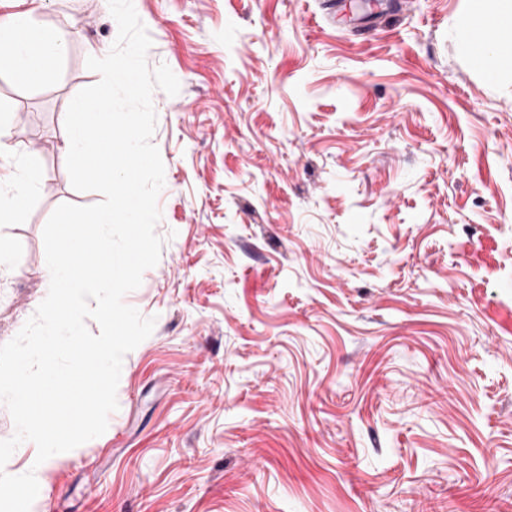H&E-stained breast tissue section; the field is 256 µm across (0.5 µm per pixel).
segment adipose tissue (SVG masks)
<instances>
[{"label": "adipose tissue", "instance_id": "obj_1", "mask_svg": "<svg viewBox=\"0 0 512 512\" xmlns=\"http://www.w3.org/2000/svg\"><path fill=\"white\" fill-rule=\"evenodd\" d=\"M469 25L483 24L489 33L478 67L490 79L512 71V0H470ZM40 49L54 60H62L67 44L52 31L33 20L32 10L19 12L0 22V65L25 78L44 77V70L32 65V49ZM0 151L19 158V163L0 190V223L22 221L27 203L34 194L41 172L38 156L11 140L8 124L0 120Z\"/></svg>", "mask_w": 512, "mask_h": 512}]
</instances>
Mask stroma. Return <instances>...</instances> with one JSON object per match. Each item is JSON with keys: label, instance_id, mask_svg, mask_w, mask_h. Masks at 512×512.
I'll list each match as a JSON object with an SVG mask.
<instances>
[{"label": "stroma", "instance_id": "35a3bbf8", "mask_svg": "<svg viewBox=\"0 0 512 512\" xmlns=\"http://www.w3.org/2000/svg\"><path fill=\"white\" fill-rule=\"evenodd\" d=\"M177 96H152L165 166L155 320L106 432L50 459L49 512H512V73L459 52L469 0H134ZM68 50L0 69L13 139L42 161L0 277V344L48 292L43 228L91 205L61 162L99 82L107 0H45Z\"/></svg>", "mask_w": 512, "mask_h": 512}]
</instances>
